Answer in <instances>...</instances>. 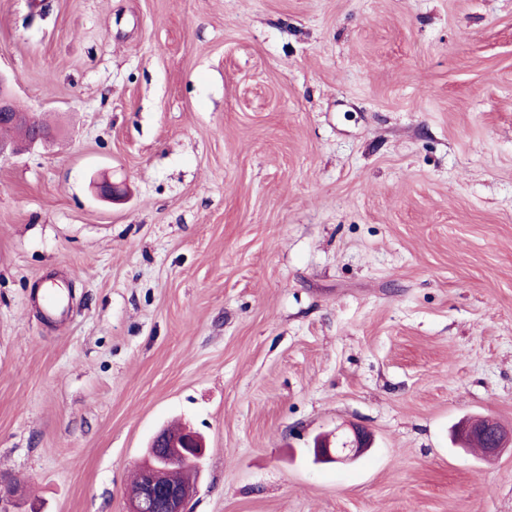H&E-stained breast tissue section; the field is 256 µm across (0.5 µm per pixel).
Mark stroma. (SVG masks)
Returning a JSON list of instances; mask_svg holds the SVG:
<instances>
[{"label": "stroma", "instance_id": "obj_1", "mask_svg": "<svg viewBox=\"0 0 512 512\" xmlns=\"http://www.w3.org/2000/svg\"><path fill=\"white\" fill-rule=\"evenodd\" d=\"M0 73L59 132L0 158L11 512H125L172 422L188 512H512L452 438L512 429V0H0ZM332 446L328 438H316L313 444V456L318 463H345L356 459L371 448L369 433L358 426H351L348 432L337 435Z\"/></svg>", "mask_w": 512, "mask_h": 512}]
</instances>
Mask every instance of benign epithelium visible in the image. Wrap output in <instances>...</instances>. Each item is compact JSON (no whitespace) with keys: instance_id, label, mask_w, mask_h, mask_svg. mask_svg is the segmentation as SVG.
I'll list each match as a JSON object with an SVG mask.
<instances>
[{"instance_id":"1","label":"benign epithelium","mask_w":512,"mask_h":512,"mask_svg":"<svg viewBox=\"0 0 512 512\" xmlns=\"http://www.w3.org/2000/svg\"><path fill=\"white\" fill-rule=\"evenodd\" d=\"M0 123L23 124L30 128L25 141L28 148L46 143L51 131L43 129L35 114L23 109L12 95L7 79L0 73ZM469 435L484 439L483 454L495 457L504 449L512 447V432L505 429L493 418L485 416L463 423ZM371 447L369 433L358 426H352L348 432L336 436V442L327 438H316L313 444V456L320 463H345L356 459ZM206 454L203 437L190 428L170 431L160 430L149 443L139 468L146 476L153 473L156 462L160 461L172 468L189 466L195 471L201 470ZM194 490V485L159 488L154 484L140 482L132 484L126 491L127 507L125 512H186V505Z\"/></svg>"}]
</instances>
